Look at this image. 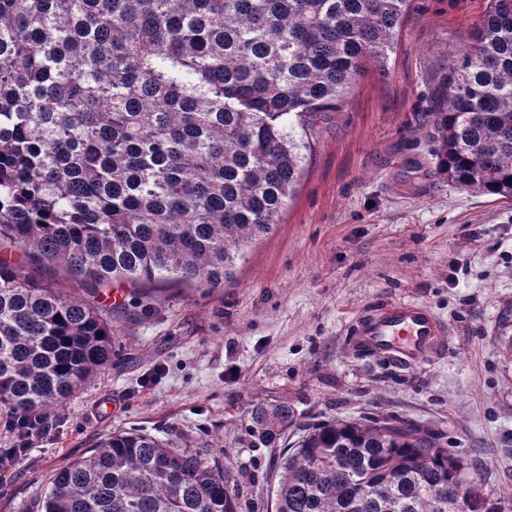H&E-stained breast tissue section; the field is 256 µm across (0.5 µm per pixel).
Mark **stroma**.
I'll use <instances>...</instances> for the list:
<instances>
[{
  "label": "stroma",
  "mask_w": 512,
  "mask_h": 512,
  "mask_svg": "<svg viewBox=\"0 0 512 512\" xmlns=\"http://www.w3.org/2000/svg\"><path fill=\"white\" fill-rule=\"evenodd\" d=\"M487 0H409L386 70L369 66L318 121L277 228L207 295L115 285L112 363L25 455L0 469V512H22L59 468L118 430H141L227 465L255 512H272L273 452L246 428L259 403L300 422L397 417L445 435L486 492L512 497V200L435 175L434 93L447 48L466 43ZM425 306L444 328L408 362L361 347L366 314Z\"/></svg>",
  "instance_id": "35a3bbf8"
}]
</instances>
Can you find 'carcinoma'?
Here are the masks:
<instances>
[{
	"label": "carcinoma",
	"instance_id": "1",
	"mask_svg": "<svg viewBox=\"0 0 512 512\" xmlns=\"http://www.w3.org/2000/svg\"><path fill=\"white\" fill-rule=\"evenodd\" d=\"M489 7L437 87L435 172L512 200V0ZM407 0H0V413L47 415L112 364L114 284L210 294L270 234L311 131L364 65L385 67ZM63 267L85 297L26 267ZM275 512H505L444 436L406 421L299 429ZM443 495H438L439 490ZM220 457L117 431L54 472L27 512H254Z\"/></svg>",
	"mask_w": 512,
	"mask_h": 512
}]
</instances>
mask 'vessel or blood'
<instances>
[{"mask_svg": "<svg viewBox=\"0 0 512 512\" xmlns=\"http://www.w3.org/2000/svg\"><path fill=\"white\" fill-rule=\"evenodd\" d=\"M437 322L423 307L409 302H400L371 319L356 334L364 346L392 352L414 360L433 336L438 335Z\"/></svg>", "mask_w": 512, "mask_h": 512, "instance_id": "1", "label": "vessel or blood"}]
</instances>
